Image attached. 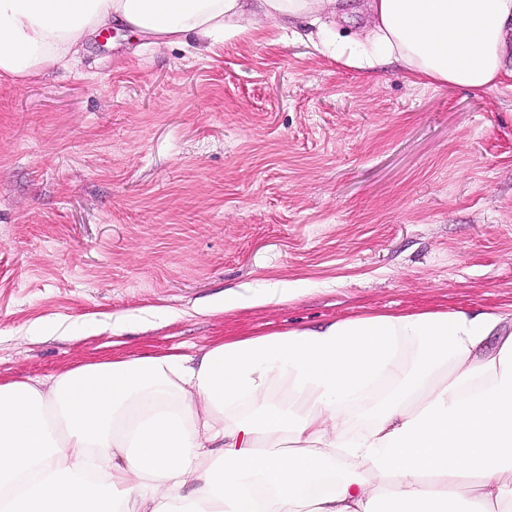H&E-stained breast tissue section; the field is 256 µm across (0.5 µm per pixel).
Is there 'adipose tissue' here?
<instances>
[{"mask_svg": "<svg viewBox=\"0 0 512 512\" xmlns=\"http://www.w3.org/2000/svg\"><path fill=\"white\" fill-rule=\"evenodd\" d=\"M371 65L485 91L512 0H368ZM338 0H0V73L104 28L214 41ZM0 512H512V328L494 310L359 316L0 382Z\"/></svg>", "mask_w": 512, "mask_h": 512, "instance_id": "1", "label": "adipose tissue"}]
</instances>
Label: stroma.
I'll use <instances>...</instances> for the list:
<instances>
[{
  "instance_id": "obj_1",
  "label": "stroma",
  "mask_w": 512,
  "mask_h": 512,
  "mask_svg": "<svg viewBox=\"0 0 512 512\" xmlns=\"http://www.w3.org/2000/svg\"><path fill=\"white\" fill-rule=\"evenodd\" d=\"M318 40L116 30L0 74V381L365 314H512V90L369 76ZM275 283L296 298L221 313Z\"/></svg>"
}]
</instances>
